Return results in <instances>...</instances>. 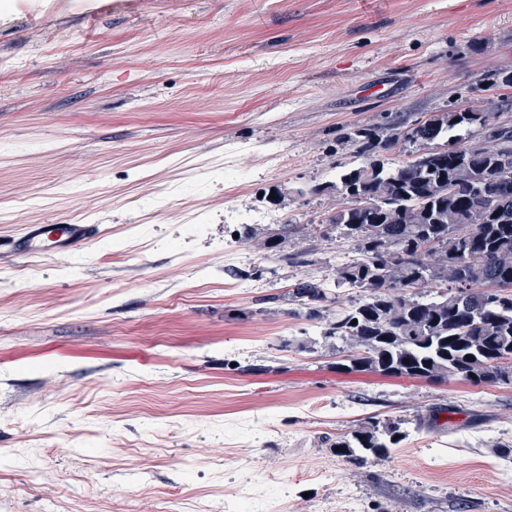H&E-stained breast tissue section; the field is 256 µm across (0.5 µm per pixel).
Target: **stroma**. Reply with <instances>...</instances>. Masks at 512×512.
<instances>
[{"mask_svg":"<svg viewBox=\"0 0 512 512\" xmlns=\"http://www.w3.org/2000/svg\"><path fill=\"white\" fill-rule=\"evenodd\" d=\"M502 69L512 0H0V512H512V384L350 371L266 302L353 257L316 231L343 130ZM76 220L71 258L10 251ZM371 417L408 436L352 466Z\"/></svg>","mask_w":512,"mask_h":512,"instance_id":"stroma-1","label":"stroma"}]
</instances>
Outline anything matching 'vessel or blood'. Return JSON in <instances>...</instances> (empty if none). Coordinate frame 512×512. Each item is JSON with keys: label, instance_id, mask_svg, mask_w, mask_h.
I'll list each match as a JSON object with an SVG mask.
<instances>
[{"label": "vessel or blood", "instance_id": "vessel-or-blood-1", "mask_svg": "<svg viewBox=\"0 0 512 512\" xmlns=\"http://www.w3.org/2000/svg\"><path fill=\"white\" fill-rule=\"evenodd\" d=\"M96 233L92 224H28L11 242V251L19 256L67 258L79 244Z\"/></svg>", "mask_w": 512, "mask_h": 512}]
</instances>
